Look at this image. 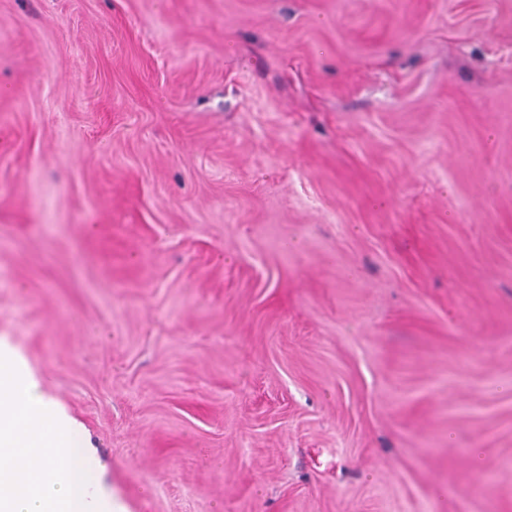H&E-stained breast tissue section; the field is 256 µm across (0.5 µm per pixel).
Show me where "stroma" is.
Listing matches in <instances>:
<instances>
[{"label": "stroma", "instance_id": "stroma-1", "mask_svg": "<svg viewBox=\"0 0 512 512\" xmlns=\"http://www.w3.org/2000/svg\"><path fill=\"white\" fill-rule=\"evenodd\" d=\"M0 340L128 512H512V0H0Z\"/></svg>", "mask_w": 512, "mask_h": 512}]
</instances>
